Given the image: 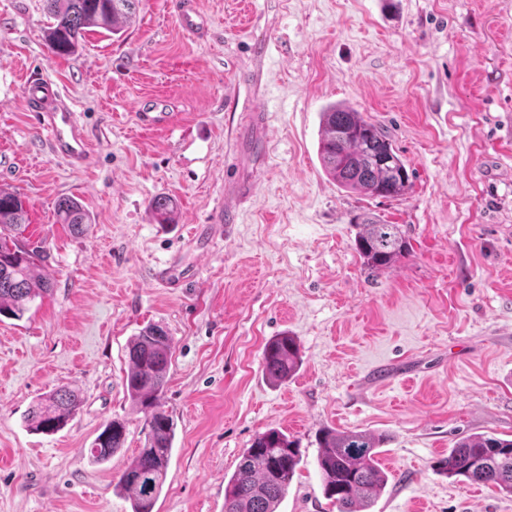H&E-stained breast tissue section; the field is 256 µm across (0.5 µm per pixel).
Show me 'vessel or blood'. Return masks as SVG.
<instances>
[{
    "mask_svg": "<svg viewBox=\"0 0 512 512\" xmlns=\"http://www.w3.org/2000/svg\"><path fill=\"white\" fill-rule=\"evenodd\" d=\"M179 23L185 32L193 36L202 29L205 19L194 0H183L179 9ZM23 95L29 109L37 114L39 128L50 152L66 160L70 166L85 164L90 153L83 130L72 109L63 103L59 90L43 78L31 77L23 85ZM252 191L250 181L244 179L227 185L226 201L220 207L221 223H237V204Z\"/></svg>",
    "mask_w": 512,
    "mask_h": 512,
    "instance_id": "obj_1",
    "label": "vessel or blood"
}]
</instances>
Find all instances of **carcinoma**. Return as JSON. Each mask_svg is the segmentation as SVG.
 Instances as JSON below:
<instances>
[{
	"label": "carcinoma",
	"instance_id": "cac0c4a2",
	"mask_svg": "<svg viewBox=\"0 0 512 512\" xmlns=\"http://www.w3.org/2000/svg\"><path fill=\"white\" fill-rule=\"evenodd\" d=\"M141 0H44L49 22L45 40L57 57L74 55L89 29L120 34L136 16ZM319 157L325 174L346 191L397 199L411 188L406 164L391 139L375 123L347 104H332L320 113ZM150 207L163 222L171 220L175 203L157 196ZM58 222L81 234L92 223L82 202L57 200ZM27 211L20 196L0 188V316L20 319L35 300L52 288L41 247L18 239ZM354 246L363 266L374 275L409 253L400 225L372 212L356 218ZM125 388L135 411L144 414L148 432L143 447L122 472L118 487L128 494L131 512H153L163 489L175 439L176 422L162 398L171 366L172 342L160 324L143 327L128 344ZM263 371L282 383L301 365L300 347L292 336L265 344ZM82 403L79 391L61 387L39 399L25 418L27 428L50 434L64 427ZM126 424L113 420L89 449L94 463L109 460L123 447ZM385 439L365 431L328 429L319 437L317 465L324 495L338 512H366L381 494L386 477L378 455ZM296 441L278 430L259 433L239 460L224 489V512H276L300 464ZM448 477L492 486L512 494V440L473 434L457 442L442 461Z\"/></svg>",
	"mask_w": 512,
	"mask_h": 512
}]
</instances>
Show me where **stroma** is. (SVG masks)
I'll list each match as a JSON object with an SVG mask.
<instances>
[{
	"instance_id": "obj_1",
	"label": "stroma",
	"mask_w": 512,
	"mask_h": 512,
	"mask_svg": "<svg viewBox=\"0 0 512 512\" xmlns=\"http://www.w3.org/2000/svg\"><path fill=\"white\" fill-rule=\"evenodd\" d=\"M143 0L121 37L88 32L76 54L46 45L43 0H0V187L18 193L54 280L21 319L0 320V512H131L117 483L146 429L125 390L127 345L146 325L173 347L164 407L176 422L154 512H224L256 434L298 440L277 512H337L316 465L320 429L383 436L371 512H512V495L448 477L462 438L512 439V0ZM55 83L84 126L92 164L52 156L21 94ZM165 102L144 129L139 103ZM344 103L399 148L400 199L340 189L318 156L319 113ZM252 196L215 217L229 172ZM176 203L160 224L150 202ZM74 196L92 216L56 220ZM400 225L410 251L376 277L353 248L354 216ZM197 270L176 287L157 267ZM295 336L302 366L275 384L265 344ZM83 401L52 435L31 405L60 387ZM123 448L94 464L105 424ZM179 23L185 32L197 36L205 23V19L196 4L186 0L180 5ZM55 212L60 224H67L74 233L81 234L91 224V216L82 202L74 197L65 196L57 200ZM127 428L124 422L113 420L95 438L89 448V458L94 463L109 460L112 454L122 448L126 439Z\"/></svg>"
}]
</instances>
